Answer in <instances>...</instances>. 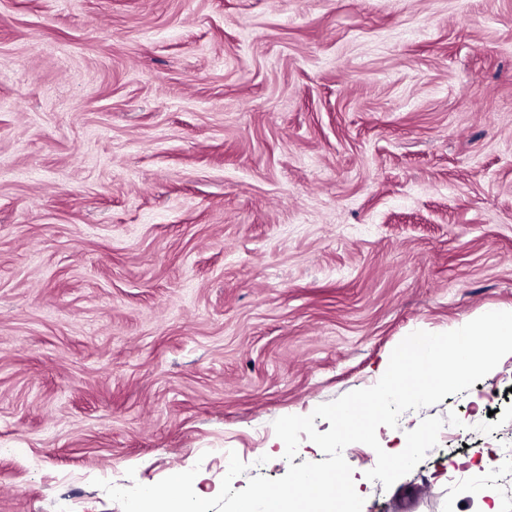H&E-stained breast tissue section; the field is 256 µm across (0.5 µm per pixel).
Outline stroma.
I'll return each instance as SVG.
<instances>
[{
  "label": "stroma",
  "mask_w": 512,
  "mask_h": 512,
  "mask_svg": "<svg viewBox=\"0 0 512 512\" xmlns=\"http://www.w3.org/2000/svg\"><path fill=\"white\" fill-rule=\"evenodd\" d=\"M512 309V0H0V512H121L408 334ZM362 512H512V361ZM134 477H127V469Z\"/></svg>",
  "instance_id": "stroma-1"
}]
</instances>
